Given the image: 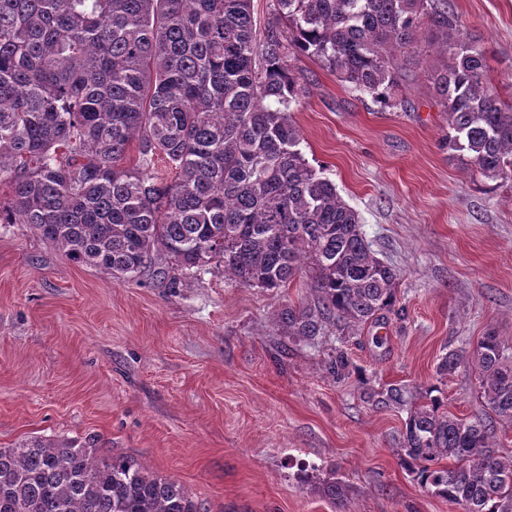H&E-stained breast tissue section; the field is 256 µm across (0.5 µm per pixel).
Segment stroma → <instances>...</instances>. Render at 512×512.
I'll list each match as a JSON object with an SVG mask.
<instances>
[{"instance_id":"stroma-1","label":"stroma","mask_w":512,"mask_h":512,"mask_svg":"<svg viewBox=\"0 0 512 512\" xmlns=\"http://www.w3.org/2000/svg\"><path fill=\"white\" fill-rule=\"evenodd\" d=\"M450 2L512 102V0ZM445 62L420 55L397 110L355 96L317 59L291 62L308 88L293 113L305 159L400 274V313L329 325L317 344L277 321L310 300L305 278L275 291L214 267L176 288L118 281L30 225L0 224V447L91 440L179 481L206 512H463L403 465L406 412L370 400L434 385L449 413L487 417L477 368L437 366L489 332L512 343V179L448 149L431 79ZM339 351L350 365L337 377Z\"/></svg>"}]
</instances>
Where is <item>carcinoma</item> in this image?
<instances>
[{
    "mask_svg": "<svg viewBox=\"0 0 512 512\" xmlns=\"http://www.w3.org/2000/svg\"><path fill=\"white\" fill-rule=\"evenodd\" d=\"M424 27L451 59L434 74L448 149L511 178L512 103L448 0H274L260 37L252 0H0V224H29L122 281L152 270L175 288L176 272L214 263L272 291L303 273L313 300L279 321L311 344L334 321L373 320L395 309L399 273L304 158L291 112L306 86L288 58L310 55L349 91L402 108V67L424 51ZM511 349L489 332L437 370L474 363L485 406L512 421ZM434 391L391 387L377 401L409 406L403 463L464 512H512V456L486 421L448 413ZM203 510L178 481L91 442L0 448V512Z\"/></svg>",
    "mask_w": 512,
    "mask_h": 512,
    "instance_id": "carcinoma-1",
    "label": "carcinoma"
}]
</instances>
